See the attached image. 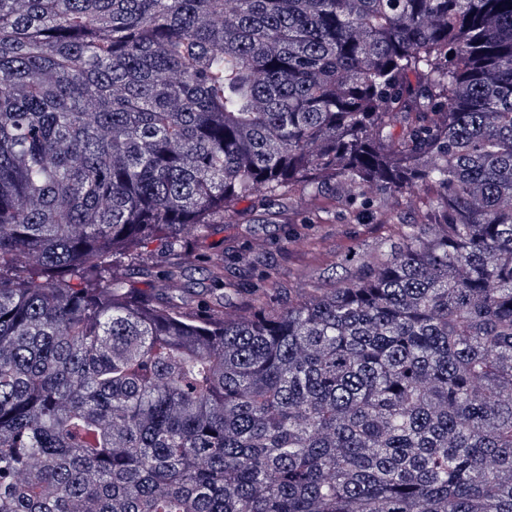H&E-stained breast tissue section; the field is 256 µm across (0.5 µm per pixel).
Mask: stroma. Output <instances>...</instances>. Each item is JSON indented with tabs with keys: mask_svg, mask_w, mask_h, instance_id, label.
<instances>
[{
	"mask_svg": "<svg viewBox=\"0 0 512 512\" xmlns=\"http://www.w3.org/2000/svg\"><path fill=\"white\" fill-rule=\"evenodd\" d=\"M427 196L426 189L421 186L408 197L388 198L374 192L369 194L365 204L357 206L329 187L318 194L299 189L287 200H244L237 205L235 215L212 225L204 235L193 238L191 257L184 264L179 283L180 291L196 300L204 298L224 305L226 313L247 314L252 307L255 289L267 286L268 273H278L279 281L284 285L289 270L306 264L304 252L287 245L294 235L315 231L328 250L343 252L355 243L383 235L386 230L381 217L383 209L397 211L405 222L424 223ZM323 206L330 210L328 220L308 227L309 218ZM214 253L224 255V276L237 286L232 300H225L223 290L213 288L209 281L203 259ZM255 253L261 257L260 264L249 272L240 271L237 258Z\"/></svg>",
	"mask_w": 512,
	"mask_h": 512,
	"instance_id": "1",
	"label": "stroma"
}]
</instances>
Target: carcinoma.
Returning a JSON list of instances; mask_svg holds the SVG:
<instances>
[{"label":"carcinoma","instance_id":"1","mask_svg":"<svg viewBox=\"0 0 512 512\" xmlns=\"http://www.w3.org/2000/svg\"><path fill=\"white\" fill-rule=\"evenodd\" d=\"M328 184L429 221L179 292ZM0 512H512V0H0ZM428 193L423 186L415 188L410 197L387 198L378 192L368 194L366 204L352 205L348 198L327 187L319 194L297 189L288 201L247 199L236 206L234 216L224 217V224H213L204 235L193 238L191 257L185 261L180 293L193 299H207L224 305V289H215L209 281L202 259L219 253L226 261L224 276L234 281L237 291L224 311L229 314H248L256 289L267 288L268 272H278L282 288L275 305L288 303V270L307 263L301 246L286 249V242L295 234L308 232L309 218L320 207L330 210L329 219L313 226L328 250L346 251L356 242L379 238L386 231L381 217L383 209H393L409 224H422L426 219L425 202ZM258 253L261 263L243 274L235 258ZM235 263V264H234ZM213 288V289H212Z\"/></svg>","mask_w":512,"mask_h":512}]
</instances>
